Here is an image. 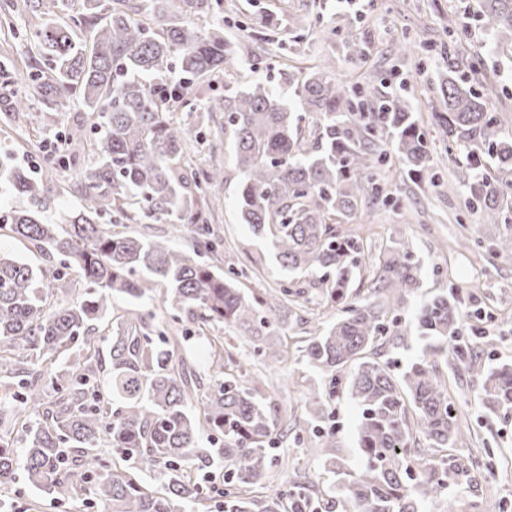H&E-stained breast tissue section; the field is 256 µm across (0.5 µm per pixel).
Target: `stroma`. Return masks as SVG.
Masks as SVG:
<instances>
[{
    "label": "stroma",
    "instance_id": "35a3bbf8",
    "mask_svg": "<svg viewBox=\"0 0 512 512\" xmlns=\"http://www.w3.org/2000/svg\"><path fill=\"white\" fill-rule=\"evenodd\" d=\"M475 0H224V37L235 44L242 66L234 77L245 85L263 83L282 96H289L288 75L300 68L316 65L328 55L336 58L338 79L378 84L381 91L396 90L413 94L421 103L418 114L434 147L437 185L415 186L399 178L383 185L397 206L367 204L359 223L345 225L346 233L362 239L365 255L361 273L354 279L349 297L367 296V285L374 273L375 257L389 244L392 234L402 233L412 240L420 260V286L406 295L401 315L414 323L424 302L441 288L454 286L462 294L460 334L473 338L475 331L487 336L479 360L489 369L512 363V257L496 255L490 249L504 231L503 225L483 223L479 212L465 205L456 175L466 161L462 150L446 151L441 132L432 119L439 88L440 60L470 57L476 64L469 72L480 91L505 127L512 129V45L493 43L490 36L471 25L465 37L449 36L459 26L465 11ZM34 21L32 11H21L14 32L0 31V154L8 155L22 167H30L43 147L54 141L57 132L76 129L89 132L90 123L78 104L66 113H47L41 124L27 117H14L9 110L12 95L19 86L13 80L14 66L27 53L23 32ZM358 33L368 54L366 63L345 55L343 39L347 32ZM410 43L415 52L402 55L401 43ZM174 121L192 126L199 143L193 156L197 166L214 164L224 169L221 204L212 224L224 239V262L242 272L241 283L248 295L283 282L284 273L275 255L262 239L255 237L237 217V198L241 175L231 150V137L224 132L223 113H214L205 124H198L188 106L172 107ZM51 190L47 217L59 222L75 210L77 200L69 187L71 170L57 167L37 172ZM320 273L303 277L314 304L281 313L280 334L288 356L271 383L258 387V395L289 422L300 427V437L284 435L275 454L278 464L268 482V491H282L292 481L316 477L317 488H328L332 474L323 471L317 449L320 439L313 429L307 402L310 386L318 382V371L300 358V349L316 324H329L340 307L324 303ZM456 413L463 423L452 455L459 458L490 454L493 474L478 479L476 486L457 495L456 512H500L512 506V414L490 412L482 402V379L472 372H453L443 368ZM328 428L334 432L338 454L346 470L362 466L358 449L359 412L345 394L330 402Z\"/></svg>",
    "mask_w": 512,
    "mask_h": 512
}]
</instances>
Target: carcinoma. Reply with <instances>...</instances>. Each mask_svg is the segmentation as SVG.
Segmentation results:
<instances>
[{"label":"carcinoma","mask_w":512,"mask_h":512,"mask_svg":"<svg viewBox=\"0 0 512 512\" xmlns=\"http://www.w3.org/2000/svg\"><path fill=\"white\" fill-rule=\"evenodd\" d=\"M21 4L0 0V29L13 28ZM45 19L29 28L22 93L13 111L32 102L63 112L79 103L93 118L95 136H66L68 150L45 164L77 170L70 189L79 206L65 225L41 217L50 189L28 171L0 161V186L27 207L0 205V236L27 240L53 264L42 271L0 254V492L16 482L24 462L29 482L60 504L83 500L103 512H424L448 492L470 487L478 459L434 454L409 456L414 435L430 448L455 445L460 424L448 385L434 357L448 354L472 370L473 342L459 338L461 294L450 288L424 304L417 318L423 355L400 374L366 356L385 336H405L395 315L419 287L413 243L398 235L378 258L363 300H347L359 270L363 241L342 231L357 220L365 200L391 204L376 179L393 151L395 173L416 182L438 179L415 98L384 96L377 86L346 85L335 61L289 76L284 100L258 83L225 86L196 113H224L235 167L242 180L240 223L265 239L280 266L331 279L326 299L342 316L315 329L302 357L327 381L309 392L313 420L325 415L337 373L354 365L344 385L359 411L363 466L351 473L336 456L334 433H320L323 469L338 477L324 493L312 481L284 493L257 497L277 465L278 427L244 380L246 370L209 339L210 378L190 364L187 332L162 331L150 310H112V299L160 292L176 324L197 335L239 325L260 338L259 364L277 369L287 351L271 321L300 305L305 290L293 280L248 300L240 273L218 267L224 239L207 223L200 204L220 200L224 171L186 169L191 130L173 122L175 102L190 104L192 87L164 82L176 60L181 75L218 70L232 74L240 60L224 39V0H38ZM478 25L512 41V0H478ZM472 60L450 59L433 109L447 151L464 149L458 182L466 206L489 224L512 218V131L488 110L487 100L459 76ZM315 120L305 130L306 119ZM391 149H386V145ZM102 216L165 219L171 234L157 239L114 231ZM191 242L192 254L176 246ZM483 403L512 411V365L483 374ZM224 461V487L206 486L201 471Z\"/></svg>","instance_id":"1"}]
</instances>
